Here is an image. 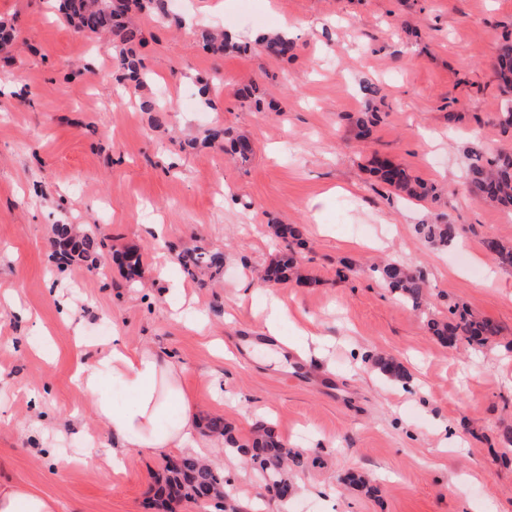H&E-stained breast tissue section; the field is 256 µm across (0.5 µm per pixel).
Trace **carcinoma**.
<instances>
[{
  "label": "carcinoma",
  "instance_id": "cac0c4a2",
  "mask_svg": "<svg viewBox=\"0 0 512 512\" xmlns=\"http://www.w3.org/2000/svg\"><path fill=\"white\" fill-rule=\"evenodd\" d=\"M147 12L159 20L169 18L168 0H60L59 11L65 20L80 31L112 37L113 47L121 71L120 78L130 84L140 85L144 81L142 61L136 46L142 37L130 21L133 11ZM204 46L215 53L228 49L242 52L250 47L237 45L225 33L204 31L201 33ZM257 46L260 51L275 59H285L294 55L295 40L278 33L262 36ZM494 80L506 95L499 122L503 130L512 129V44L501 45L495 56ZM380 121L374 110L360 112L350 117L351 131L355 138L365 141L372 136L373 128ZM209 143H222L230 140L231 152L241 162L248 161L254 153L253 141L245 136H232L230 131L215 127L208 130ZM466 179L469 190L480 202L512 211V155L503 149L493 150L482 145L468 150ZM370 173L380 182L389 186L397 195L409 200L422 201L436 196L437 188L411 173L402 165L388 158L373 156L369 161ZM420 233L433 243L448 245L455 237L451 224H422ZM51 247L54 256L63 263L72 261L86 263L87 267H101V257L108 249L107 236L99 228L85 231L76 230L73 224H56L53 228ZM484 249L502 265L512 267V245L496 238H486ZM115 260L129 282H136L135 276L140 267L141 256L134 251L118 252ZM183 272L191 277L207 271L211 276L220 275L224 269V256L210 253L203 248L183 250L177 255ZM381 282L403 304L419 309L427 294L429 284L423 271L398 260H385L370 267ZM261 280L267 285L285 284L290 281L307 283L303 274L302 262L292 248L288 247L271 261L262 271ZM428 331L443 343L454 345L459 341L484 345L499 334L497 325L485 318L476 316L467 308L448 307V315L427 316ZM375 367L394 381L406 378L403 365L389 355L374 357ZM209 432L224 441V447L234 450L243 457L260 475L265 487L288 485V469H299L305 465V448H291L268 422L257 423L249 436L240 439L232 426L222 416L208 420ZM159 493L165 503L173 501L196 502L202 492L214 491L217 499L224 501L221 512H239L231 494L226 492L224 478L207 462L193 455H182L166 461Z\"/></svg>",
  "mask_w": 512,
  "mask_h": 512
}]
</instances>
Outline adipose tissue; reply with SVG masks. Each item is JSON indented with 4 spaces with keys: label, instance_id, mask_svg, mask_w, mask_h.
<instances>
[{
    "label": "adipose tissue",
    "instance_id": "ef3b65f1",
    "mask_svg": "<svg viewBox=\"0 0 512 512\" xmlns=\"http://www.w3.org/2000/svg\"><path fill=\"white\" fill-rule=\"evenodd\" d=\"M182 374L180 365L156 350L130 351L116 345L79 369L75 378L120 451L166 455L193 444L197 434L198 419L182 391ZM114 381L123 389V402L112 398Z\"/></svg>",
    "mask_w": 512,
    "mask_h": 512
}]
</instances>
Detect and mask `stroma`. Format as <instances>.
<instances>
[{
  "label": "stroma",
  "mask_w": 512,
  "mask_h": 512,
  "mask_svg": "<svg viewBox=\"0 0 512 512\" xmlns=\"http://www.w3.org/2000/svg\"><path fill=\"white\" fill-rule=\"evenodd\" d=\"M175 12L178 29L135 16L149 78L122 88L111 42L73 29L54 0H0L15 28L0 48V487L44 494L55 512H162L164 457L131 451L99 472L84 463L112 438L75 368L117 335L183 365L199 420L223 416L242 438L271 422L307 449L290 474L289 512H512L502 441L512 429V269L492 267L482 246L512 244V218L463 179L467 147L512 144L492 81L496 48L512 39V0H179ZM285 21L297 43L288 61L215 55L198 39L221 29L251 42ZM404 22L411 34L397 33ZM216 74L222 83L201 97L199 78ZM366 83L384 99L359 142L347 117L364 111ZM248 84L264 108L241 103ZM160 98L164 111L141 109ZM216 125L254 142L248 163L205 143ZM375 153L436 184L438 197H397L365 170ZM440 222L456 227L445 247L418 232ZM56 224H96L137 249V286L112 263L102 273L58 264ZM276 224L300 228L313 285L257 281L284 247ZM196 246L224 255L223 274L205 285L176 261ZM385 257L426 274L421 310L371 275ZM276 296L287 355L262 334ZM456 302L500 336L438 341L426 317ZM301 325L323 336L321 350ZM381 352L407 366L421 398L373 366ZM206 442L219 470H237V494L266 499L249 465ZM350 473L368 475L372 492L344 484Z\"/></svg>",
  "instance_id": "35a3bbf8"
}]
</instances>
